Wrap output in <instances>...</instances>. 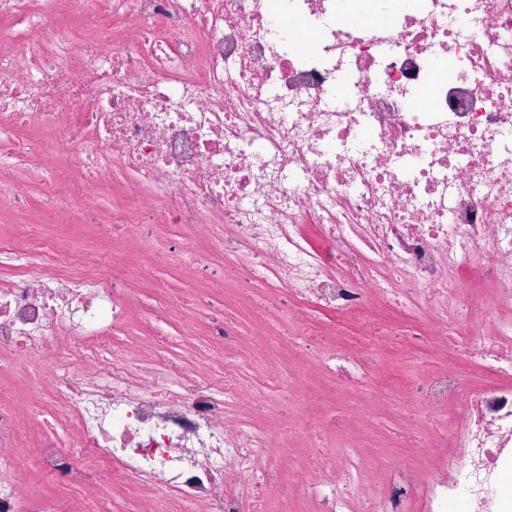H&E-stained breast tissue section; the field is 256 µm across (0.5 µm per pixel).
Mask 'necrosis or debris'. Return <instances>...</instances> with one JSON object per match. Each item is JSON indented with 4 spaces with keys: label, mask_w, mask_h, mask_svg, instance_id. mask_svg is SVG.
<instances>
[{
    "label": "necrosis or debris",
    "mask_w": 512,
    "mask_h": 512,
    "mask_svg": "<svg viewBox=\"0 0 512 512\" xmlns=\"http://www.w3.org/2000/svg\"><path fill=\"white\" fill-rule=\"evenodd\" d=\"M22 170L52 208L0 231V512H512V0H0V212ZM93 193L107 257L44 233ZM146 218L197 286L137 316ZM285 299L382 339L282 372ZM395 312L457 347L416 399L448 447L372 465L374 416L290 402L362 387Z\"/></svg>",
    "instance_id": "4bbe7bcc"
}]
</instances>
